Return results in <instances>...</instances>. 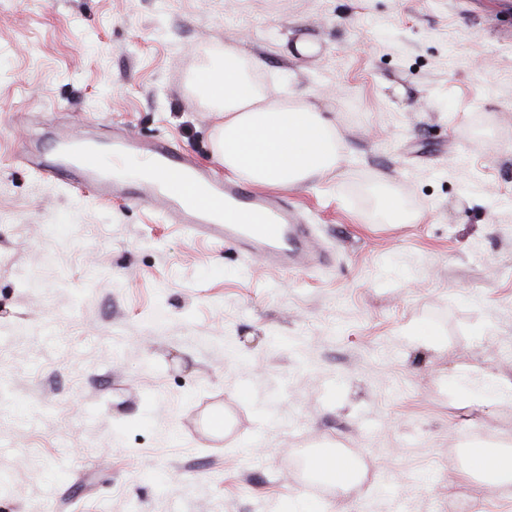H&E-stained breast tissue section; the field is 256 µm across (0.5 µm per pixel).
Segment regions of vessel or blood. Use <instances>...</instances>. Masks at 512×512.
I'll list each match as a JSON object with an SVG mask.
<instances>
[{
  "instance_id": "1",
  "label": "vessel or blood",
  "mask_w": 512,
  "mask_h": 512,
  "mask_svg": "<svg viewBox=\"0 0 512 512\" xmlns=\"http://www.w3.org/2000/svg\"><path fill=\"white\" fill-rule=\"evenodd\" d=\"M55 148L59 165L74 170L96 196H130L162 210L170 223L231 245L269 267L306 271L329 258L310 225L287 202L254 193L244 181L216 177L169 142L125 136L113 139L105 151L71 132Z\"/></svg>"
}]
</instances>
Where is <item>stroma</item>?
I'll return each instance as SVG.
<instances>
[{
  "instance_id": "obj_1",
  "label": "stroma",
  "mask_w": 512,
  "mask_h": 512,
  "mask_svg": "<svg viewBox=\"0 0 512 512\" xmlns=\"http://www.w3.org/2000/svg\"><path fill=\"white\" fill-rule=\"evenodd\" d=\"M227 44L340 138L280 193L333 264L272 269L22 162L81 130L214 166L188 79ZM473 444L512 450V0H0V512H456L462 487L512 512L455 461ZM307 448L370 482L291 495Z\"/></svg>"
}]
</instances>
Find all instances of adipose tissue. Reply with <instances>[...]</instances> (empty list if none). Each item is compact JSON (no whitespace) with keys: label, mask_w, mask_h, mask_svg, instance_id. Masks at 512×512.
I'll return each mask as SVG.
<instances>
[{"label":"adipose tissue","mask_w":512,"mask_h":512,"mask_svg":"<svg viewBox=\"0 0 512 512\" xmlns=\"http://www.w3.org/2000/svg\"><path fill=\"white\" fill-rule=\"evenodd\" d=\"M259 66L228 46L192 74L193 90L220 117L215 160L258 187L293 189L334 172L341 152L334 128L307 101H269L254 80Z\"/></svg>","instance_id":"adipose-tissue-1"}]
</instances>
